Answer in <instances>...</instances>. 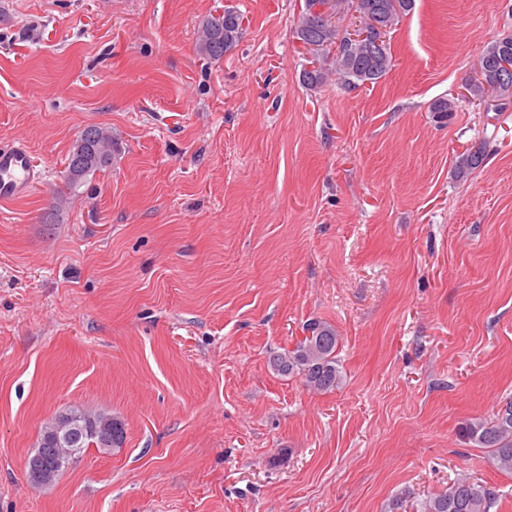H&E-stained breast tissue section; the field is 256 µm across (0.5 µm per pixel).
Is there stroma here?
Segmentation results:
<instances>
[{
    "label": "stroma",
    "mask_w": 512,
    "mask_h": 512,
    "mask_svg": "<svg viewBox=\"0 0 512 512\" xmlns=\"http://www.w3.org/2000/svg\"><path fill=\"white\" fill-rule=\"evenodd\" d=\"M227 8L242 38L204 59ZM299 12L0 0V144L46 172L0 205V512H423L459 478L512 512V475L460 433L512 396V110L464 100L512 0H415L355 90L303 85ZM89 126L118 155L43 223ZM315 320L341 338L327 393L268 365ZM69 407L124 445L31 485ZM243 20V14L234 9H224L223 14L203 20L196 41L199 55L208 60L222 59L242 38ZM485 160V154L481 147L460 154L455 161V174L457 178H467L475 169L480 167Z\"/></svg>",
    "instance_id": "stroma-1"
}]
</instances>
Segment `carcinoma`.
Instances as JSON below:
<instances>
[{"mask_svg":"<svg viewBox=\"0 0 512 512\" xmlns=\"http://www.w3.org/2000/svg\"><path fill=\"white\" fill-rule=\"evenodd\" d=\"M414 0H335L332 12L322 14L318 7L325 0H304L295 28L296 37L312 51V68L304 69L302 82L312 88L324 83L328 73L350 89L375 84L393 66L389 41L376 40L337 43L338 27L334 12L352 5L363 17L384 28V36L397 25L400 18L413 8ZM243 14L226 9L218 16H210L199 26L197 52L208 60H220L242 38ZM512 58V33L504 34L487 43L477 63L479 77L466 84L470 98L486 109L505 112L512 106V75L502 71V62ZM430 111L439 119L448 118L456 111L452 98H438L430 104ZM96 155L80 168H74L76 158L84 150L81 137H76L69 152L60 180L66 189L75 191L88 176L112 166L116 144L108 130L95 126ZM485 160L482 148H472L457 157L456 177L464 179ZM307 335L291 350L274 354L269 359L271 368L281 376H298L305 386L316 392H330L341 383L337 350L340 336L323 322L306 325ZM462 437L480 448L489 449L497 468L512 474V399L502 405L491 418L470 419L461 428ZM125 442L124 425L102 413H90L70 408L59 413L41 431L36 453L52 462V469L41 474V484L55 481L70 464L94 446L100 450L120 448ZM69 448L68 456L58 453ZM496 487L471 482L467 478L455 480L448 490L424 503V512H491L498 501Z\"/></svg>","mask_w":512,"mask_h":512,"instance_id":"cac0c4a2","label":"carcinoma"}]
</instances>
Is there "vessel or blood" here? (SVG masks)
Masks as SVG:
<instances>
[{"label":"vessel or blood","instance_id":"b4317fda","mask_svg":"<svg viewBox=\"0 0 512 512\" xmlns=\"http://www.w3.org/2000/svg\"><path fill=\"white\" fill-rule=\"evenodd\" d=\"M44 178V170L24 142L0 146V204L25 199Z\"/></svg>","mask_w":512,"mask_h":512}]
</instances>
